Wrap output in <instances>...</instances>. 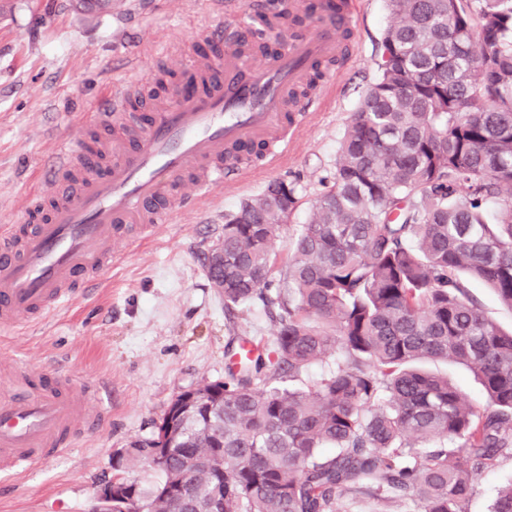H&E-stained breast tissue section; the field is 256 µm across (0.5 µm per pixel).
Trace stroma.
Here are the masks:
<instances>
[{
	"mask_svg": "<svg viewBox=\"0 0 512 512\" xmlns=\"http://www.w3.org/2000/svg\"><path fill=\"white\" fill-rule=\"evenodd\" d=\"M354 4L356 56L331 68L322 105L276 165L245 167L148 238L118 242L121 260L95 288L41 321L0 332V359L59 368L74 383L96 385L111 413L104 429L79 437L68 454L0 475V512H89L97 486L114 475L115 451L151 436L175 395L224 380L241 341L272 344L274 322L261 302L226 311L204 259L224 236L225 214L271 180L293 181L302 188L301 206L274 245V272L284 271L290 237L311 217L393 21L386 0ZM238 27L215 0H115L97 14L75 0H0V224L22 223L33 196L53 198L51 161L77 133L75 117L104 109L115 77L154 85L158 45L177 55L172 71L182 75L199 51L210 50L208 30ZM511 483L512 458L500 459L477 476L466 512H488Z\"/></svg>",
	"mask_w": 512,
	"mask_h": 512,
	"instance_id": "obj_1",
	"label": "stroma"
}]
</instances>
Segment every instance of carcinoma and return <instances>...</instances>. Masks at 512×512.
Returning <instances> with one entry per match:
<instances>
[{
    "label": "carcinoma",
    "mask_w": 512,
    "mask_h": 512,
    "mask_svg": "<svg viewBox=\"0 0 512 512\" xmlns=\"http://www.w3.org/2000/svg\"><path fill=\"white\" fill-rule=\"evenodd\" d=\"M387 4L398 21L291 236L282 287L273 246L301 189L274 180L224 219V308L277 309L272 356L245 353L174 431L163 416L130 442L116 474L146 462L162 478L132 483L115 512H209L219 486L224 512H344L352 493L466 512L474 477L512 458V332L469 288L512 308V0ZM337 353L315 388L283 385ZM427 360L469 367L487 403ZM491 512H512V484Z\"/></svg>",
    "instance_id": "carcinoma-1"
}]
</instances>
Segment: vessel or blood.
<instances>
[{"instance_id": "vessel-or-blood-1", "label": "vessel or blood", "mask_w": 512, "mask_h": 512, "mask_svg": "<svg viewBox=\"0 0 512 512\" xmlns=\"http://www.w3.org/2000/svg\"><path fill=\"white\" fill-rule=\"evenodd\" d=\"M322 2L288 0L289 13L314 11L316 29L288 37L274 56L256 57L211 33L227 49L192 66L190 77L204 78V85L153 99L150 119L133 110L139 81H113L107 109L89 119L97 140L75 135L56 155L53 200L25 223L0 226L1 328L57 311L100 277L118 261L114 245L130 226L160 224L171 215L181 181L203 193L223 185L238 169L225 162V148L258 139L273 157L287 152V110L303 118L320 104L316 98L290 103V92L318 63L346 53L336 27L350 25L352 4L339 0L325 10ZM247 24L255 42L281 28L270 9L248 15ZM107 421L93 387L58 371L10 367L0 377V473L62 456Z\"/></svg>"}]
</instances>
